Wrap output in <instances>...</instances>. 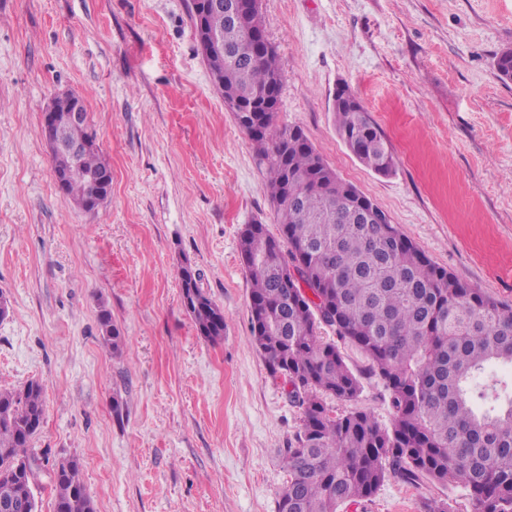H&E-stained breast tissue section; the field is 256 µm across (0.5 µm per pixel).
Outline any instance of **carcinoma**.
I'll return each instance as SVG.
<instances>
[{
    "mask_svg": "<svg viewBox=\"0 0 512 512\" xmlns=\"http://www.w3.org/2000/svg\"><path fill=\"white\" fill-rule=\"evenodd\" d=\"M205 27L224 35L227 56L207 57L244 108L259 111L263 131L254 140L275 206L280 237L264 224L242 231L239 252L251 283L252 341L272 376L288 379L289 401L302 424L282 449L288 482L278 512H339L368 500L391 477L461 486L472 512H512V391L489 380L495 366L512 374V306L454 277L435 264L393 224L356 217L360 195L342 182L298 127H281L269 106V89L283 82L275 45L256 55L249 30L264 28L262 12L248 29L229 24L226 9L210 10ZM512 81V48L495 60ZM338 133L366 167H393L389 142L350 90L335 97ZM74 142H93L80 158L88 172L110 173L89 119L70 123ZM63 199L89 210L91 187L69 179ZM184 306L207 340L224 336V311L202 292L200 274L178 268ZM311 291L316 300L305 296ZM103 340L118 353L124 343L102 310ZM359 348L367 372L390 393L391 425L367 410L334 415L332 398L354 402L361 376L321 328ZM44 388L31 380L0 390V512H37L34 484L23 465L35 461L31 441L44 420ZM54 512H94L82 468L74 458L53 468Z\"/></svg>",
    "mask_w": 512,
    "mask_h": 512,
    "instance_id": "1",
    "label": "carcinoma"
}]
</instances>
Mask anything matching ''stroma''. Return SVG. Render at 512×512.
I'll use <instances>...</instances> for the list:
<instances>
[{"label":"stroma","mask_w":512,"mask_h":512,"mask_svg":"<svg viewBox=\"0 0 512 512\" xmlns=\"http://www.w3.org/2000/svg\"><path fill=\"white\" fill-rule=\"evenodd\" d=\"M283 83L278 125L304 130L345 182L437 265L512 305V0H262ZM346 84L388 139L389 174L336 131ZM82 99L112 166L88 212L59 194L41 132L52 99ZM255 145L224 107L198 49L192 0H0V389L37 380L39 512L52 466L82 464L95 512H276L280 455L301 425L251 337L238 241L278 224ZM190 262L224 311L200 336L177 270ZM107 307L124 345L103 344ZM358 408L390 424L383 384L359 350ZM123 411L114 415L113 396ZM471 512L462 488L391 479L341 512Z\"/></svg>","instance_id":"1"}]
</instances>
